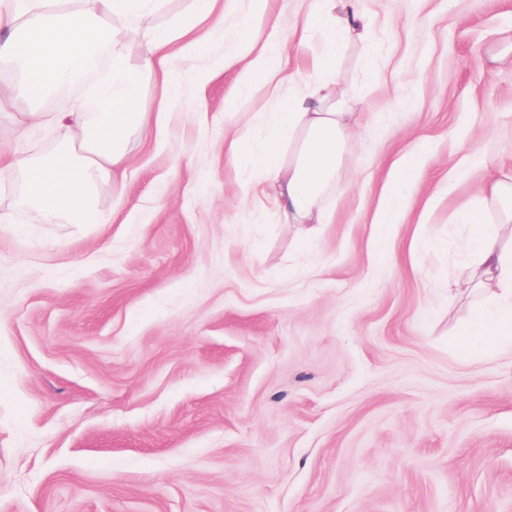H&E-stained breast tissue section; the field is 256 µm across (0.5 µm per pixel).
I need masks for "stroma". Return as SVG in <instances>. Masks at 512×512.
Wrapping results in <instances>:
<instances>
[{"label":"stroma","mask_w":512,"mask_h":512,"mask_svg":"<svg viewBox=\"0 0 512 512\" xmlns=\"http://www.w3.org/2000/svg\"><path fill=\"white\" fill-rule=\"evenodd\" d=\"M250 3L224 0L250 54L302 80L335 46L358 102L330 222L301 240L247 194L227 145L282 98L240 83L223 35L171 46L176 93L145 80L163 133L124 191L100 185L102 223H46L0 182V512H512V344H452L493 305L462 217L481 163L512 164V0H365L364 43L332 42L313 0ZM68 106L14 100L0 161L52 153L65 129L20 121Z\"/></svg>","instance_id":"stroma-1"}]
</instances>
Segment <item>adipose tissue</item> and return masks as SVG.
<instances>
[{"label":"adipose tissue","instance_id":"1","mask_svg":"<svg viewBox=\"0 0 512 512\" xmlns=\"http://www.w3.org/2000/svg\"><path fill=\"white\" fill-rule=\"evenodd\" d=\"M165 0H0V63L21 67L20 80L7 96L35 99L37 92L63 82H78L82 93L68 111L54 115L69 125L71 137L51 156H29L7 165L19 175L23 206L41 211L46 222L96 224L93 194L105 180L123 187L132 138L160 134L150 113L141 109L144 75L170 82L168 47L204 24L220 22L218 0H190L187 17L166 28L141 26ZM319 19L338 36L365 39L369 21L363 0H315ZM140 47L131 60L128 43ZM336 53L328 51L298 90L289 92L282 112L264 140H234L229 150L244 155L252 172L255 199H272L284 223L303 234L326 223L324 196L335 183L356 121L349 98L336 79ZM473 234L467 248L477 287L493 290L494 313L479 312L459 334L465 351L493 340L512 339V252L481 216H469Z\"/></svg>","mask_w":512,"mask_h":512}]
</instances>
